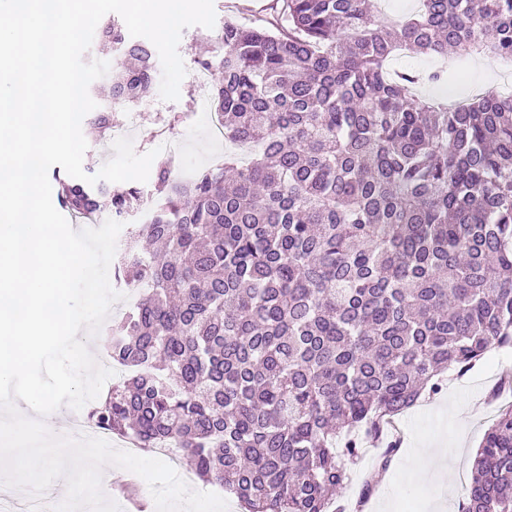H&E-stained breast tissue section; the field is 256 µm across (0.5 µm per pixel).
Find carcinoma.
Here are the masks:
<instances>
[{
  "mask_svg": "<svg viewBox=\"0 0 512 512\" xmlns=\"http://www.w3.org/2000/svg\"><path fill=\"white\" fill-rule=\"evenodd\" d=\"M273 0L269 25L228 18L214 76L224 140L256 146L175 177L130 232L115 278L143 294L109 330L128 375L90 415L141 448L169 442L240 512H336L345 461L383 420L512 345V96L417 94L463 74L472 48L512 57V0ZM115 103L148 97L153 48L117 21ZM414 50L452 64L387 69ZM112 112L91 113L107 135ZM77 214L125 218L129 198L55 176ZM464 512H512V404L474 460Z\"/></svg>",
  "mask_w": 512,
  "mask_h": 512,
  "instance_id": "cac0c4a2",
  "label": "carcinoma"
}]
</instances>
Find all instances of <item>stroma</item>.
I'll use <instances>...</instances> for the list:
<instances>
[{
  "label": "stroma",
  "instance_id": "stroma-1",
  "mask_svg": "<svg viewBox=\"0 0 512 512\" xmlns=\"http://www.w3.org/2000/svg\"><path fill=\"white\" fill-rule=\"evenodd\" d=\"M216 27L232 18L247 26H260L270 18V0H213ZM200 96L190 80L180 85V98L170 102L159 93L136 106L134 128L130 132L136 153L159 149L160 114L175 117L168 131L182 142L178 157L160 151L159 161L170 162L174 171L195 172L211 166L216 156L230 152L231 146L211 139L204 123L194 116ZM512 378V347L488 352L465 374L446 377L439 394L423 400L392 419L384 438L398 448L387 466H379V447L363 452L354 464L342 494L343 501L361 502L362 512H452L456 500L465 498L471 479L476 449L492 423L498 405L512 403V391L501 394L498 405L487 398L502 378ZM437 438L447 440V464L451 485L425 480L419 465V450ZM372 479L373 490L361 497L365 479Z\"/></svg>",
  "mask_w": 512,
  "mask_h": 512
}]
</instances>
